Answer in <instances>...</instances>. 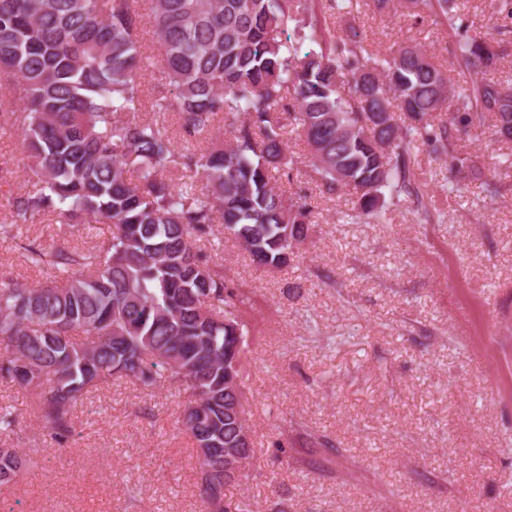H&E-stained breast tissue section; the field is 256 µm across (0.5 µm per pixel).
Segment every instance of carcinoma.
<instances>
[{
  "mask_svg": "<svg viewBox=\"0 0 512 512\" xmlns=\"http://www.w3.org/2000/svg\"><path fill=\"white\" fill-rule=\"evenodd\" d=\"M403 8L442 20L482 78L453 86L420 43L378 58L358 32L337 37L314 0H0V112L22 133L33 183L13 198L15 216L112 225L93 251L28 249L53 279L0 288V379L27 390L56 439L75 431L77 404L116 379L175 385L190 397L181 422L206 512H224V449L245 423L229 411L245 295L197 242L221 224L257 265L288 264L313 224L306 198L274 184L297 164L292 134L310 147L322 191L354 190L355 220L380 217L394 196L423 203L410 161L424 145L481 179L460 133L512 124V87L484 77L512 48L508 26L493 45L471 32L459 0ZM146 23L157 55L140 41ZM157 66L172 92L142 117L141 73ZM15 100L23 107L7 111ZM220 120L226 143L213 139ZM173 171L191 182L171 183ZM38 468L0 445V486Z\"/></svg>",
  "mask_w": 512,
  "mask_h": 512,
  "instance_id": "cac0c4a2",
  "label": "carcinoma"
}]
</instances>
